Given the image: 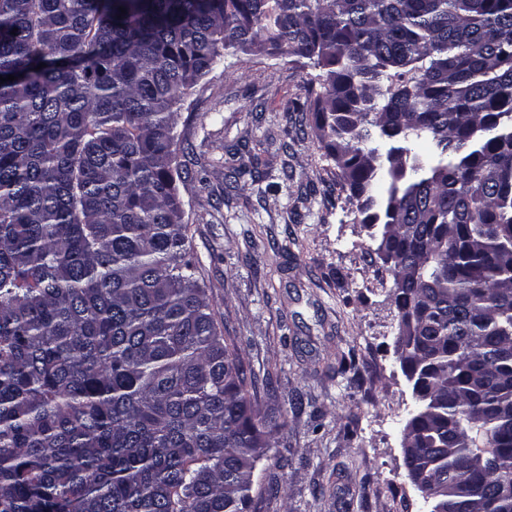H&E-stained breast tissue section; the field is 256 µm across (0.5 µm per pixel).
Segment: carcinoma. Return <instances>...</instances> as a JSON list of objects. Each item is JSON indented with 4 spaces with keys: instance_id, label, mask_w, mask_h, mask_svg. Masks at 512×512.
Wrapping results in <instances>:
<instances>
[{
    "instance_id": "carcinoma-1",
    "label": "carcinoma",
    "mask_w": 512,
    "mask_h": 512,
    "mask_svg": "<svg viewBox=\"0 0 512 512\" xmlns=\"http://www.w3.org/2000/svg\"><path fill=\"white\" fill-rule=\"evenodd\" d=\"M237 51L319 70L325 158L420 308L432 512H512V0H0V512H247L273 425L172 150Z\"/></svg>"
}]
</instances>
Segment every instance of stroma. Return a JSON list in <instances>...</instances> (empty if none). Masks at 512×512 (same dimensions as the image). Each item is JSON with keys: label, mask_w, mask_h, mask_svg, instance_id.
Instances as JSON below:
<instances>
[{"label": "stroma", "mask_w": 512, "mask_h": 512, "mask_svg": "<svg viewBox=\"0 0 512 512\" xmlns=\"http://www.w3.org/2000/svg\"><path fill=\"white\" fill-rule=\"evenodd\" d=\"M306 79L279 53L226 54L185 97L173 144L186 257L280 426L251 512H429L403 463L415 402L393 277L312 125L295 123Z\"/></svg>", "instance_id": "stroma-1"}]
</instances>
